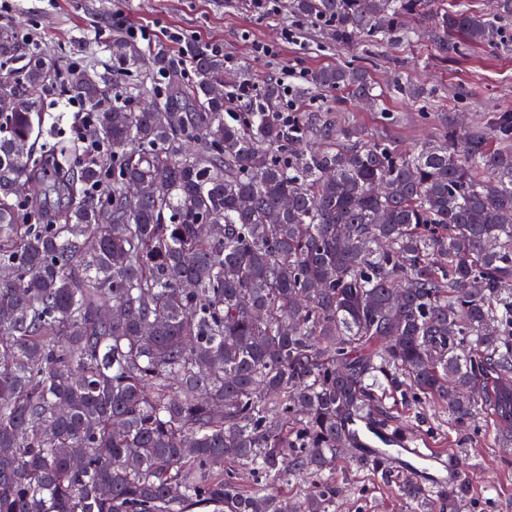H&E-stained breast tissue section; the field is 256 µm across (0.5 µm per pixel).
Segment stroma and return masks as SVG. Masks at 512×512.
<instances>
[{
  "mask_svg": "<svg viewBox=\"0 0 512 512\" xmlns=\"http://www.w3.org/2000/svg\"><path fill=\"white\" fill-rule=\"evenodd\" d=\"M278 5L276 13L262 16L250 0H14L5 21L18 32L32 33L46 61L67 55L84 66L93 58L102 69L112 63L113 36L129 26L174 29L188 39L186 46L171 47L175 57H185L190 48L221 46L230 60L224 68L227 86L244 72L262 87L288 84L289 104L352 120L372 139L402 152L437 140L444 116H454L468 129L484 128L494 114L512 110V20L504 23L496 47L467 45L446 55L422 29L409 38L339 45L322 25L295 15L289 0ZM291 24L298 27L297 38L282 42V28ZM263 43L273 46V55L256 53ZM350 64L366 70L376 106L312 88L315 71ZM302 88L309 91L303 100L297 96ZM489 424L481 415L460 427L446 410L425 408L407 435L411 446L440 456L436 477L447 478V459L461 465L481 512H512V440L487 437ZM349 480L336 512H409L397 493L375 478L354 469Z\"/></svg>",
  "mask_w": 512,
  "mask_h": 512,
  "instance_id": "obj_1",
  "label": "stroma"
}]
</instances>
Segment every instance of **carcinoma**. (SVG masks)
<instances>
[{"label":"carcinoma","mask_w":512,"mask_h":512,"mask_svg":"<svg viewBox=\"0 0 512 512\" xmlns=\"http://www.w3.org/2000/svg\"><path fill=\"white\" fill-rule=\"evenodd\" d=\"M492 7L291 3L346 45L410 17L443 53L494 44L512 0ZM191 63L119 37L112 70L74 72L0 24V512H336L347 447L409 505L476 507L356 427L404 438L393 407L424 405L512 438V112L407 154ZM311 84L374 100L358 68ZM42 92L97 113L103 151H19ZM291 478L313 485L292 504Z\"/></svg>","instance_id":"cac0c4a2"}]
</instances>
